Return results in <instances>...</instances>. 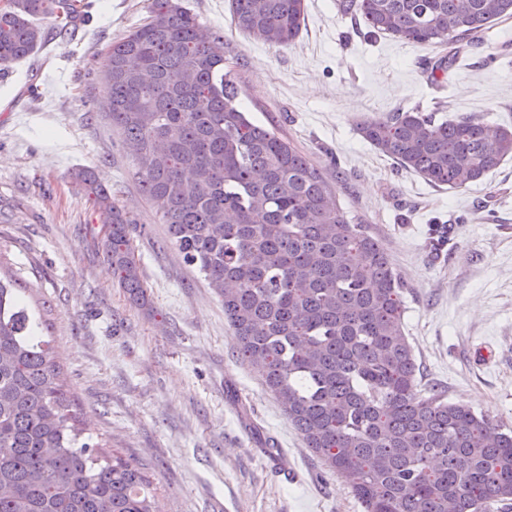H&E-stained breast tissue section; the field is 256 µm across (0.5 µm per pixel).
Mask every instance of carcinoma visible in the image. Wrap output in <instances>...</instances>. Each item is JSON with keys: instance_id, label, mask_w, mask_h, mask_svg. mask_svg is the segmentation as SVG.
<instances>
[{"instance_id": "carcinoma-1", "label": "carcinoma", "mask_w": 512, "mask_h": 512, "mask_svg": "<svg viewBox=\"0 0 512 512\" xmlns=\"http://www.w3.org/2000/svg\"><path fill=\"white\" fill-rule=\"evenodd\" d=\"M373 35L461 49L512 16V0H337ZM232 22L267 44L295 43L304 0H230ZM81 18L73 0H11L0 63L37 53ZM224 37L180 0H149L145 22L112 44L108 114L144 196L163 203L168 240L224 300L238 356L280 401L307 448L363 512H505L512 428L441 394L418 393L404 281L383 245L352 224L337 189L275 130L237 105ZM358 132L428 184L462 190L512 157V128L408 109ZM106 233L102 252L135 306L147 303L134 220L92 170L77 173ZM453 225L436 224L441 250ZM0 275V512H160L144 468L78 443L50 342Z\"/></svg>"}]
</instances>
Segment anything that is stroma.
<instances>
[{"instance_id": "stroma-1", "label": "stroma", "mask_w": 512, "mask_h": 512, "mask_svg": "<svg viewBox=\"0 0 512 512\" xmlns=\"http://www.w3.org/2000/svg\"><path fill=\"white\" fill-rule=\"evenodd\" d=\"M74 35L0 70V263L43 314L83 438L145 468L161 512H362L260 377L236 354L224 304L169 243L103 108L98 68L147 0H91ZM224 36L225 66L251 121L275 129L328 180L348 219L387 249L405 284L404 325L423 388L512 425V159L453 191L399 169L357 130L403 108L512 127V18L461 51L356 31L336 0H305L296 43L236 30L229 0H183ZM93 169L136 219L150 310L132 305L100 247L104 226L73 174ZM452 248L424 250L430 225ZM299 480L276 475L265 439Z\"/></svg>"}]
</instances>
